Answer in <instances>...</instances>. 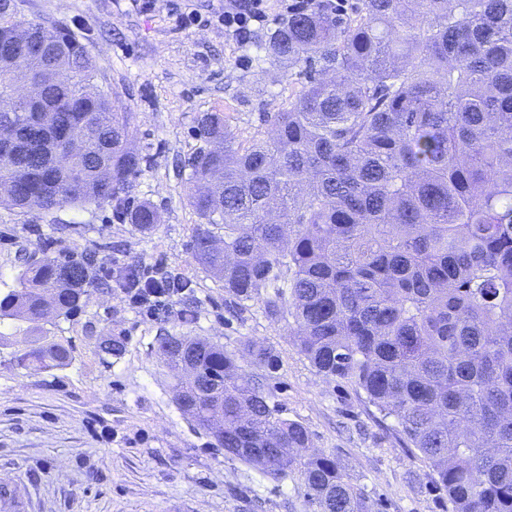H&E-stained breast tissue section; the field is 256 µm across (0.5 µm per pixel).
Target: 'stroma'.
<instances>
[{
    "label": "stroma",
    "mask_w": 512,
    "mask_h": 512,
    "mask_svg": "<svg viewBox=\"0 0 512 512\" xmlns=\"http://www.w3.org/2000/svg\"><path fill=\"white\" fill-rule=\"evenodd\" d=\"M12 2L13 22L56 25L86 44L97 84L111 86L134 114V147L145 163L130 199L151 201L161 216L145 233L113 202L36 215L0 201V291L13 287L20 257L42 247L60 259L84 247L105 258L82 311L49 326L73 346L72 365L51 372L0 365V482L14 488L22 512H310L300 477L277 479L225 455L181 413L157 350L164 334L241 354L283 417L308 429L314 451L336 456L365 486L372 512H448L428 464L362 391L320 374L287 322L266 319L257 301L236 307L223 282L190 258L199 218L187 201V161L200 145V115L224 113L246 138L306 81L302 69L255 59L257 45L287 17L281 0H268L267 21L244 41L217 21L228 0H156L151 11L141 0ZM176 7L197 23L180 27ZM133 262L189 280L190 292L153 317L121 283L101 289ZM104 336L124 342L107 364L98 354ZM248 341L272 349L278 368L244 356Z\"/></svg>",
    "instance_id": "1"
}]
</instances>
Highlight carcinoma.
Wrapping results in <instances>:
<instances>
[{
    "mask_svg": "<svg viewBox=\"0 0 512 512\" xmlns=\"http://www.w3.org/2000/svg\"><path fill=\"white\" fill-rule=\"evenodd\" d=\"M22 28L0 21V96L16 85ZM36 49L23 78L45 110L0 112L18 144L0 153V198L34 213L120 201L144 157L130 148L132 113L63 29H22ZM257 60L320 66L237 140L205 113L188 177L191 257L216 272L237 305L259 300L292 320L318 372L363 391L433 472L452 512H512V0H358L293 12ZM64 66L72 84L46 72ZM151 232L157 208L126 212ZM100 259L29 254L0 294V324L26 336L9 363L68 367L71 347L46 335L49 314L74 316ZM187 374L178 409L215 446L261 472L299 475L312 512H368L365 487L335 456L306 453L308 430L282 417L240 357L200 337L157 339ZM122 341L99 344L101 360ZM274 370L271 350L244 345Z\"/></svg>",
    "mask_w": 512,
    "mask_h": 512,
    "instance_id": "cac0c4a2",
    "label": "carcinoma"
}]
</instances>
